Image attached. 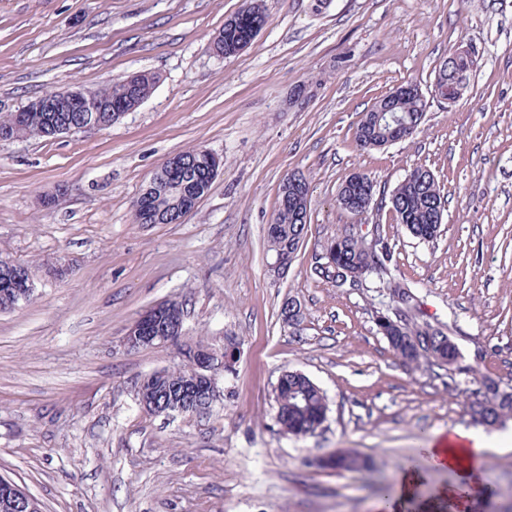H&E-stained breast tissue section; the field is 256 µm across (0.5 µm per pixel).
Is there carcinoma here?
Segmentation results:
<instances>
[{
	"label": "carcinoma",
	"mask_w": 512,
	"mask_h": 512,
	"mask_svg": "<svg viewBox=\"0 0 512 512\" xmlns=\"http://www.w3.org/2000/svg\"><path fill=\"white\" fill-rule=\"evenodd\" d=\"M243 8L246 13H236L224 23V56L230 57L246 48L257 34L268 24L269 15L263 0H244ZM472 65L470 56L466 53L450 51L441 62L435 87L446 86L458 80L466 82L467 72ZM155 86V76L150 73L140 75L137 85L131 89L119 81H112V88H101L91 91L101 102L112 104L128 112L138 106L152 92ZM389 112L376 117L368 124H359L355 131V141L363 149H373L387 141L394 124L391 119L401 122L404 137L413 135L421 126L428 107V99L418 86L413 91L404 92L388 99ZM43 113L32 112L29 119L20 124L15 133L17 137L37 136L53 137L47 122L42 119ZM186 168V182L191 184V192L185 200L194 205L202 195L207 193L211 182L199 179L206 165L203 163L200 149L194 148L180 153ZM417 176L413 180H402L390 193L394 200V211L399 223L403 224L409 233L424 241H429L440 232L444 220L445 203L440 187L434 174L427 168H415ZM302 182L303 189L298 193L284 194L279 191L278 208L272 215L271 223L274 230L267 234V247L272 256H277L279 250L292 246L299 248L303 239L306 223L302 217L307 215L309 182L302 175H289ZM355 196L359 202L354 204L357 213H366L373 203L374 197H365L361 184H355L348 189L340 188L336 201L341 209H346L347 196ZM151 210L156 218H165L170 196L165 186L159 185L150 195ZM327 248L336 255V268H314L313 275L320 280L336 283L340 274L335 269L348 268L363 271V275L372 273V268L365 262V257L358 248L354 235L346 233L336 237ZM397 292L403 297L405 317L403 330L385 332L394 353L406 364L415 360V355L406 341L408 336L420 337L424 350L423 360L430 358L436 365H447L454 370L461 358L457 345L444 333L427 323H421L415 316L417 300L415 294L398 288ZM481 385L487 393L477 396L470 402L471 418L478 424H495L512 418V393H499V383L489 376L481 379ZM277 404V421L284 433L295 437H306L322 428L327 419L328 405L322 389L309 377L297 371H288L278 379L274 390ZM324 468L339 473H367L372 470V460L350 448H342L332 453Z\"/></svg>",
	"instance_id": "cac0c4a2"
}]
</instances>
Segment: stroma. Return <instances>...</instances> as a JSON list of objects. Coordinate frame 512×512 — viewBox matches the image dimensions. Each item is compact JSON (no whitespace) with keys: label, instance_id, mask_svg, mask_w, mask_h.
I'll return each instance as SVG.
<instances>
[{"label":"stroma","instance_id":"35a3bbf8","mask_svg":"<svg viewBox=\"0 0 512 512\" xmlns=\"http://www.w3.org/2000/svg\"><path fill=\"white\" fill-rule=\"evenodd\" d=\"M265 0L269 23L231 57L209 47L243 0H0V115L46 92L158 75L111 128L0 143V260L27 265L29 302L0 312V477L43 512H376L363 477L315 457L352 448L388 476L439 434L472 429L480 375L512 386V0ZM473 66L461 98L434 94L449 49ZM419 85L418 131L360 148L380 96ZM312 87L305 104L294 89ZM223 162L180 224H138L132 203L171 155ZM445 200L438 236L412 237L389 205L357 217L336 196L354 173L392 190L415 167ZM311 183L287 273L270 276L266 227L288 173ZM361 224L391 249L386 278L337 287L313 270L325 245ZM408 284L450 333L471 374L405 365L375 315L387 279ZM303 308L282 323L286 298ZM163 300L184 307L177 344L127 348L129 325ZM201 416L145 412L136 385L183 365L185 346L220 351ZM325 393L327 420L295 438L277 423L284 370ZM492 496L512 512V419L483 428Z\"/></svg>","mask_w":512,"mask_h":512}]
</instances>
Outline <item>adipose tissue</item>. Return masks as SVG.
I'll list each match as a JSON object with an SVG mask.
<instances>
[{"mask_svg": "<svg viewBox=\"0 0 512 512\" xmlns=\"http://www.w3.org/2000/svg\"><path fill=\"white\" fill-rule=\"evenodd\" d=\"M486 448L487 443L481 436L456 429L448 436L435 439L426 450L434 469L453 472L457 477L455 483L438 492L439 499L455 512H469L473 500L483 495V453Z\"/></svg>", "mask_w": 512, "mask_h": 512, "instance_id": "obj_1", "label": "adipose tissue"}]
</instances>
